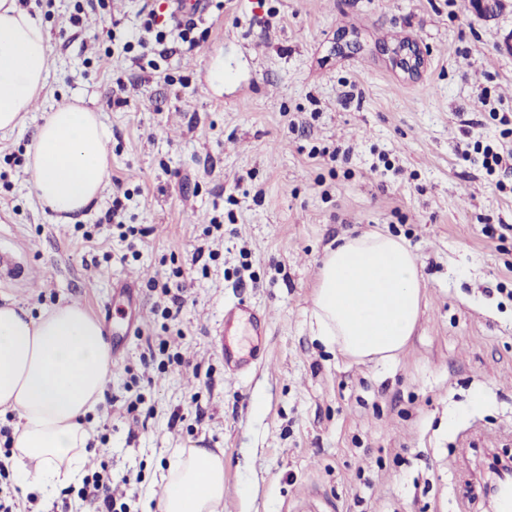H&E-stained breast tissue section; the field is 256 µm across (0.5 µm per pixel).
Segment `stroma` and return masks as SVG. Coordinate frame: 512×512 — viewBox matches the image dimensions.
<instances>
[{"label": "stroma", "mask_w": 512, "mask_h": 512, "mask_svg": "<svg viewBox=\"0 0 512 512\" xmlns=\"http://www.w3.org/2000/svg\"><path fill=\"white\" fill-rule=\"evenodd\" d=\"M81 2L28 0L55 67L26 124L0 134V244L33 270L0 303L35 317L76 303L124 339L85 473L128 478L144 512L175 449L218 448L219 512H486L483 453L512 454V181L476 148H512V0L490 19L466 0H212L196 47L165 58L136 44L138 0H96L74 28ZM403 43L423 55L415 74L396 64ZM67 103L100 115L110 181L62 224L29 163ZM120 190L131 242L103 221ZM366 231L403 239L424 283L393 361L313 334L326 247ZM130 276L128 299L114 286ZM165 281L184 287L174 319ZM241 300L269 324L233 378L214 338ZM174 335L181 362L151 355L147 337ZM81 487L19 490L21 512H94Z\"/></svg>", "instance_id": "stroma-1"}]
</instances>
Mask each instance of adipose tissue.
<instances>
[{"label":"adipose tissue","instance_id":"1","mask_svg":"<svg viewBox=\"0 0 512 512\" xmlns=\"http://www.w3.org/2000/svg\"><path fill=\"white\" fill-rule=\"evenodd\" d=\"M47 36L17 0H0V133L22 125L50 72ZM30 173L38 198L71 221L108 180L107 134L97 113L64 104L39 126ZM423 284L399 238L346 236L329 247L314 293L316 334L357 361L386 360L405 348L417 324ZM112 362L100 324L67 304L31 317L0 304V415L15 414L17 481L51 495L78 480L91 440L85 420L102 402ZM224 458L179 448L162 477L160 512H218Z\"/></svg>","mask_w":512,"mask_h":512}]
</instances>
